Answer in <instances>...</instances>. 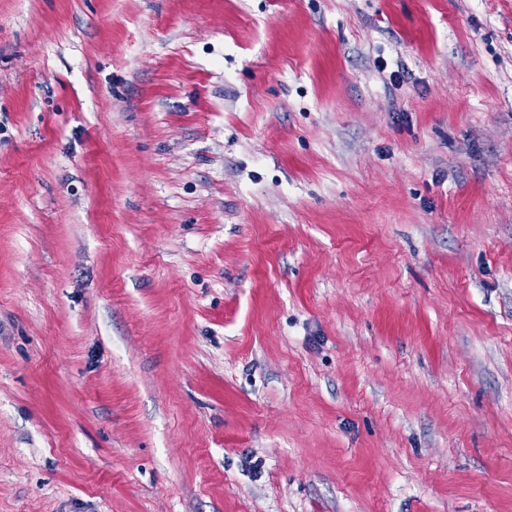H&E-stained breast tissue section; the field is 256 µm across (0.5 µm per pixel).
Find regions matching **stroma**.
<instances>
[{
  "mask_svg": "<svg viewBox=\"0 0 512 512\" xmlns=\"http://www.w3.org/2000/svg\"><path fill=\"white\" fill-rule=\"evenodd\" d=\"M0 512H512V0H0Z\"/></svg>",
  "mask_w": 512,
  "mask_h": 512,
  "instance_id": "35a3bbf8",
  "label": "stroma"
}]
</instances>
